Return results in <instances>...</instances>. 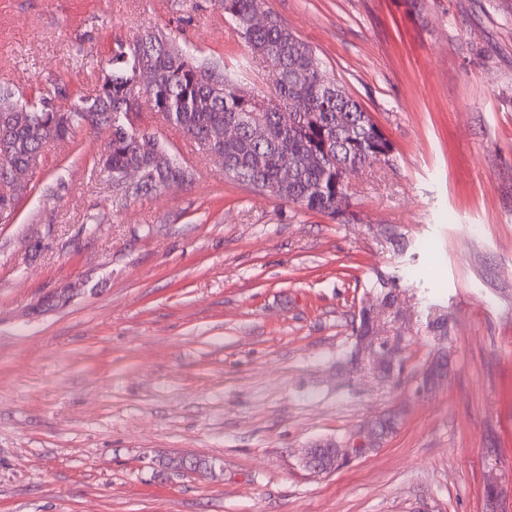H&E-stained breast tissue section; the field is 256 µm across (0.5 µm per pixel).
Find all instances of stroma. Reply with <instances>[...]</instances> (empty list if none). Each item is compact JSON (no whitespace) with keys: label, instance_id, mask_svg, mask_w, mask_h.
I'll return each instance as SVG.
<instances>
[{"label":"stroma","instance_id":"1","mask_svg":"<svg viewBox=\"0 0 512 512\" xmlns=\"http://www.w3.org/2000/svg\"><path fill=\"white\" fill-rule=\"evenodd\" d=\"M192 0H0V85L64 78ZM196 50L244 46L194 0ZM390 161L345 220L227 180L116 207L103 137L0 223V512H512V0H266ZM395 420L317 474L305 449ZM209 462L206 471L173 459Z\"/></svg>","mask_w":512,"mask_h":512}]
</instances>
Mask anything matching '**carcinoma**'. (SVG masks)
<instances>
[{
	"instance_id": "1",
	"label": "carcinoma",
	"mask_w": 512,
	"mask_h": 512,
	"mask_svg": "<svg viewBox=\"0 0 512 512\" xmlns=\"http://www.w3.org/2000/svg\"><path fill=\"white\" fill-rule=\"evenodd\" d=\"M247 53L235 66L213 62L182 48L156 26L135 37L116 38L92 66L91 91L62 82L29 94L0 88V223L13 216L31 189L45 148L82 131L106 135L97 167L112 181L113 202L124 205L161 189L192 182L193 170L166 162L169 153L156 132L140 123L142 106L155 119L181 131L205 158L253 182L275 187L269 195L301 208L340 217L348 205V175L392 151L370 114L344 86L326 75L316 50L271 15L267 23L245 24L264 0H216ZM269 69L273 91L246 94L243 75L255 62ZM155 82L142 87L143 72ZM266 135L252 136L255 123ZM237 135L224 138V127ZM293 171L280 184L284 167ZM139 171L134 186L123 175Z\"/></svg>"
}]
</instances>
